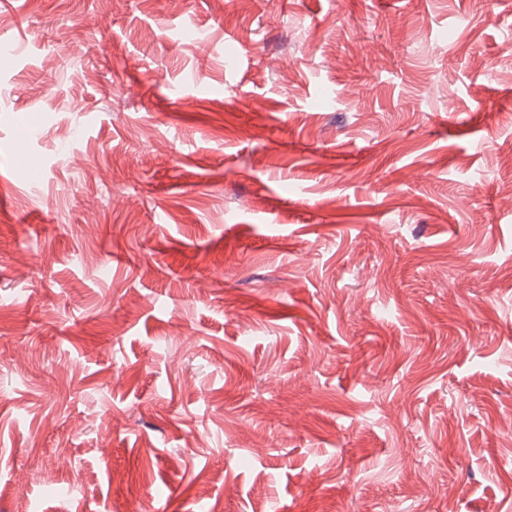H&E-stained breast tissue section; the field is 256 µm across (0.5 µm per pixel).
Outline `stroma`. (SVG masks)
I'll list each match as a JSON object with an SVG mask.
<instances>
[{
    "label": "stroma",
    "mask_w": 512,
    "mask_h": 512,
    "mask_svg": "<svg viewBox=\"0 0 512 512\" xmlns=\"http://www.w3.org/2000/svg\"><path fill=\"white\" fill-rule=\"evenodd\" d=\"M0 512H512V0H0Z\"/></svg>",
    "instance_id": "obj_1"
}]
</instances>
